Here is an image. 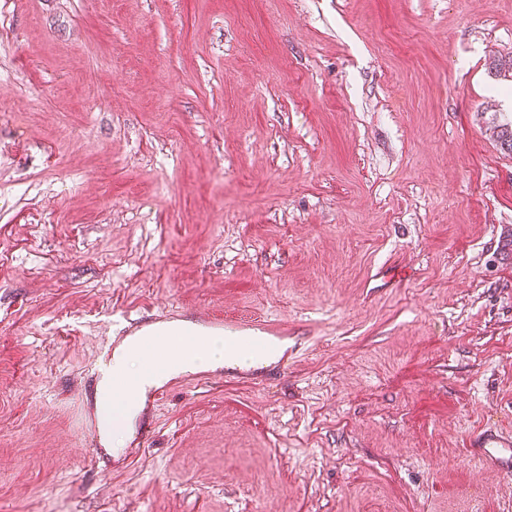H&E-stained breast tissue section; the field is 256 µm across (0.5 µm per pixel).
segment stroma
Segmentation results:
<instances>
[{
	"instance_id": "stroma-1",
	"label": "stroma",
	"mask_w": 512,
	"mask_h": 512,
	"mask_svg": "<svg viewBox=\"0 0 512 512\" xmlns=\"http://www.w3.org/2000/svg\"><path fill=\"white\" fill-rule=\"evenodd\" d=\"M512 0H0V512H512ZM287 323L93 459L115 317ZM471 456L485 469L504 476L512 474V430L510 424L473 431L469 435Z\"/></svg>"
}]
</instances>
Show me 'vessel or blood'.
I'll return each instance as SVG.
<instances>
[{"mask_svg": "<svg viewBox=\"0 0 512 512\" xmlns=\"http://www.w3.org/2000/svg\"><path fill=\"white\" fill-rule=\"evenodd\" d=\"M179 318V313L175 311L162 315L158 314L151 318L147 316L138 317L130 321L124 334L133 337L147 327L156 324L164 325L179 320ZM195 323L197 325L196 331L186 333L179 342L175 343L171 341L170 337L157 335L140 343L139 350L150 361L152 368L161 367L162 362L159 358L161 351L166 350L173 354L176 351L188 349L197 343L200 333L203 332L218 334L227 332L236 336L245 333L252 334L256 357L252 366L225 373V381L238 382L242 380L260 384L274 379L275 375L286 373L288 369L287 354H280L269 363L264 360V356L269 349L287 345L288 330L285 326L243 318L227 320L223 316L209 313L198 314ZM115 349V344H108L104 349L98 368L85 379L84 391L86 398H93L98 384L103 378L111 376L112 355ZM167 392L168 388L164 385L152 386L143 391H134L133 397L138 400L146 417L144 427L135 437L138 446H145L152 440L156 427L154 414ZM469 446L472 458L480 462L485 469L501 476L512 474V427L504 425L498 428L490 427L471 432Z\"/></svg>", "mask_w": 512, "mask_h": 512, "instance_id": "obj_1", "label": "vessel or blood"}]
</instances>
